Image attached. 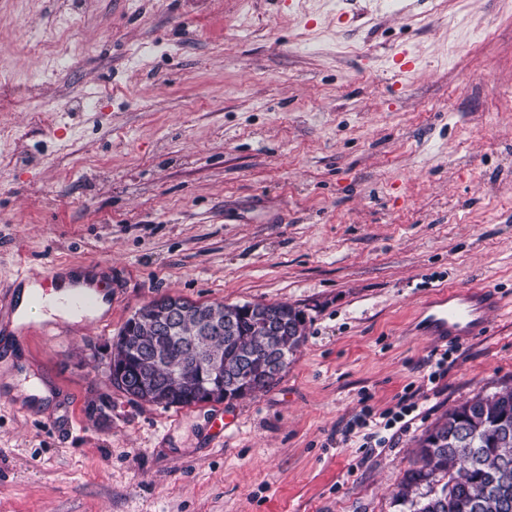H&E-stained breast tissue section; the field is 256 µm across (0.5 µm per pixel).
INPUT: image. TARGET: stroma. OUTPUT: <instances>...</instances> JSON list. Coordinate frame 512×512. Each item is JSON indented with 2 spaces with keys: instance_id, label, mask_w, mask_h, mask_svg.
<instances>
[{
  "instance_id": "stroma-1",
  "label": "stroma",
  "mask_w": 512,
  "mask_h": 512,
  "mask_svg": "<svg viewBox=\"0 0 512 512\" xmlns=\"http://www.w3.org/2000/svg\"><path fill=\"white\" fill-rule=\"evenodd\" d=\"M4 88L0 286L112 289L0 348V512H402L417 440L512 385V0H0ZM476 281L506 296L489 335H410ZM165 296L285 302L305 339L256 396L141 403L110 348ZM408 393L394 447L342 441Z\"/></svg>"
}]
</instances>
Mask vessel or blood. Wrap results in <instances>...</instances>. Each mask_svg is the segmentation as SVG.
Instances as JSON below:
<instances>
[{"mask_svg": "<svg viewBox=\"0 0 512 512\" xmlns=\"http://www.w3.org/2000/svg\"><path fill=\"white\" fill-rule=\"evenodd\" d=\"M99 294L100 288L96 285L78 290L68 298L67 305L93 312ZM501 307L500 293L482 283L439 288L420 307L413 330L441 344H462L487 335L492 317Z\"/></svg>", "mask_w": 512, "mask_h": 512, "instance_id": "obj_1", "label": "vessel or blood"}]
</instances>
